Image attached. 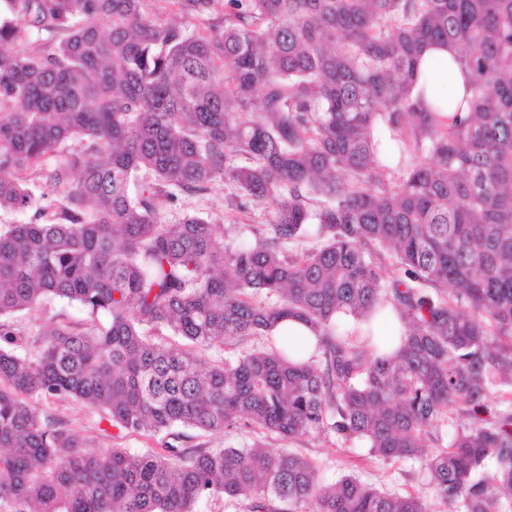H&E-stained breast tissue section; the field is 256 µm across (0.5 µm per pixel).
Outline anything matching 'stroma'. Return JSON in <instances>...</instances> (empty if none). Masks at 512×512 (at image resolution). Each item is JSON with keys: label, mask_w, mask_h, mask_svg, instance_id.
Wrapping results in <instances>:
<instances>
[{"label": "stroma", "mask_w": 512, "mask_h": 512, "mask_svg": "<svg viewBox=\"0 0 512 512\" xmlns=\"http://www.w3.org/2000/svg\"><path fill=\"white\" fill-rule=\"evenodd\" d=\"M230 191L223 183L211 185L207 193L185 198V209L211 215L220 219L231 218L230 232L239 237L251 236L259 228L262 217L259 211H239L229 204ZM85 318L77 306L64 302H52L40 319L18 313L11 321L15 328L26 335H34L42 325L77 326ZM41 416L63 423L68 429L95 441L102 447L124 448L140 452L148 448L161 447L164 436L149 438L113 428L105 413L94 406L71 399H41L36 403ZM180 444L185 448H217L224 446L243 447L255 443L263 444L274 452L287 451L306 456L313 461L323 481L329 482L343 475L357 477L365 484L388 491H409L434 500L435 493L421 474L422 465L414 459L388 462L371 454L365 445L358 442H340L334 436L313 432L291 441L280 440L270 433H257L243 428L230 433L186 431L176 428Z\"/></svg>", "instance_id": "stroma-1"}]
</instances>
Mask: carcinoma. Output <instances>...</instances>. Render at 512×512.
<instances>
[{
  "label": "carcinoma",
  "mask_w": 512,
  "mask_h": 512,
  "mask_svg": "<svg viewBox=\"0 0 512 512\" xmlns=\"http://www.w3.org/2000/svg\"><path fill=\"white\" fill-rule=\"evenodd\" d=\"M438 45L466 75L456 103L412 98ZM216 181L272 207L253 238L181 209ZM0 211L28 214L0 227L9 512H430L259 445L100 447L33 398L149 436L330 432L422 460L450 508L512 512V0H0ZM50 298L85 321L13 327ZM288 319L316 338L305 360Z\"/></svg>",
  "instance_id": "1"
}]
</instances>
